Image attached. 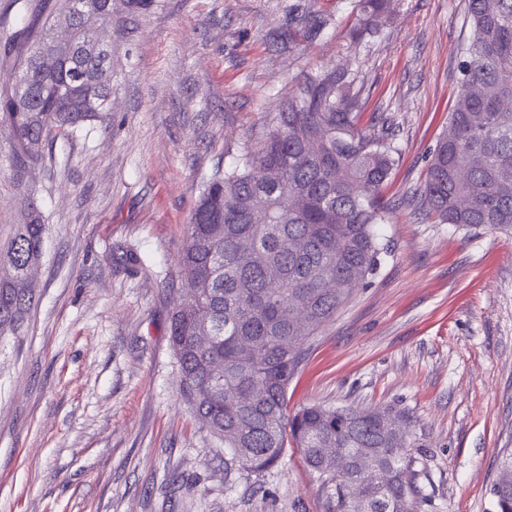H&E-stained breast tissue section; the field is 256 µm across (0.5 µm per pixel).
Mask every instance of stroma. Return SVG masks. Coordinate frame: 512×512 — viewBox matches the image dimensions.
I'll return each mask as SVG.
<instances>
[{
	"label": "stroma",
	"instance_id": "35a3bbf8",
	"mask_svg": "<svg viewBox=\"0 0 512 512\" xmlns=\"http://www.w3.org/2000/svg\"><path fill=\"white\" fill-rule=\"evenodd\" d=\"M297 6L319 32L288 24ZM349 53L355 0H114L111 113L46 145L39 301L0 342V512H326L297 449L248 486L179 394L169 336L205 178L234 167L298 82L347 69L396 124L376 272L308 343L288 409L390 408L418 447L415 512H494L512 453V230L414 216L448 127L465 0H395ZM134 247L144 262L125 269Z\"/></svg>",
	"mask_w": 512,
	"mask_h": 512
}]
</instances>
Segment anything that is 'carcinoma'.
<instances>
[{
    "mask_svg": "<svg viewBox=\"0 0 512 512\" xmlns=\"http://www.w3.org/2000/svg\"><path fill=\"white\" fill-rule=\"evenodd\" d=\"M70 2L49 9L41 34L18 46L13 66L27 93L0 91V140L21 197V220L0 243V339L19 335L36 299L31 271L44 256L48 225L27 181L44 155L33 145L108 117L112 81L99 78L112 52L96 51V24L112 18L80 24L78 56L58 72L36 63L52 48ZM391 2L358 0L361 28L349 51L375 32ZM466 5L471 36L448 130L409 204L424 205L444 224L511 229L512 0ZM361 92L340 71L305 79L239 165L206 180L181 253L187 276L170 338L185 402L224 441L225 464L244 478L273 468L292 446L321 481L328 512H414V440L393 428L408 416L351 405L288 414V386L308 341L388 252L380 229L391 221L382 189L395 165L394 127L388 116L359 126ZM298 195L307 198L305 209L286 210ZM364 460L381 481L357 490ZM492 495L496 512H512V487L495 484Z\"/></svg>",
    "mask_w": 512,
    "mask_h": 512,
    "instance_id": "carcinoma-1",
    "label": "carcinoma"
}]
</instances>
